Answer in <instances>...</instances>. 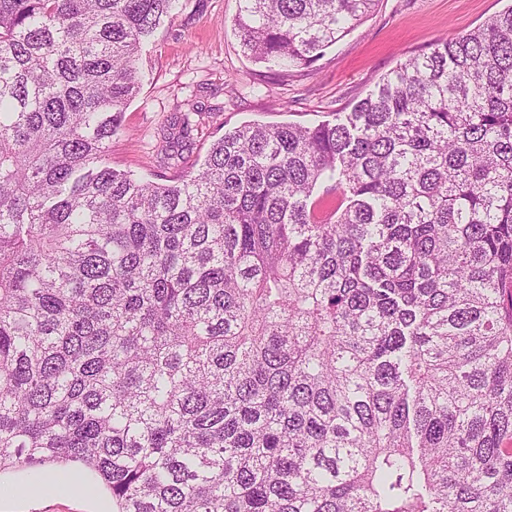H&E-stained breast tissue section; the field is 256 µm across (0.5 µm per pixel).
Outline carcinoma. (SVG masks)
Segmentation results:
<instances>
[{
    "label": "carcinoma",
    "instance_id": "carcinoma-1",
    "mask_svg": "<svg viewBox=\"0 0 512 512\" xmlns=\"http://www.w3.org/2000/svg\"><path fill=\"white\" fill-rule=\"evenodd\" d=\"M178 2L0 0V472L81 464L113 512H512V6L164 184L108 152ZM374 2L233 26L308 68Z\"/></svg>",
    "mask_w": 512,
    "mask_h": 512
}]
</instances>
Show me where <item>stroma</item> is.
Returning <instances> with one entry per match:
<instances>
[{"label":"stroma","instance_id":"obj_1","mask_svg":"<svg viewBox=\"0 0 512 512\" xmlns=\"http://www.w3.org/2000/svg\"><path fill=\"white\" fill-rule=\"evenodd\" d=\"M512 0H376L368 18L312 67L280 76L240 48L233 27L239 0H180L174 18L144 43L142 87L113 138L112 167L147 179L160 174L157 148L176 136L181 118L192 132L170 174L203 160L224 131L245 122L313 125L350 111L375 83L410 54L437 40L469 32ZM196 112H188V103ZM28 471L0 474V512H99L109 495L94 500L53 487L30 498Z\"/></svg>","mask_w":512,"mask_h":512}]
</instances>
